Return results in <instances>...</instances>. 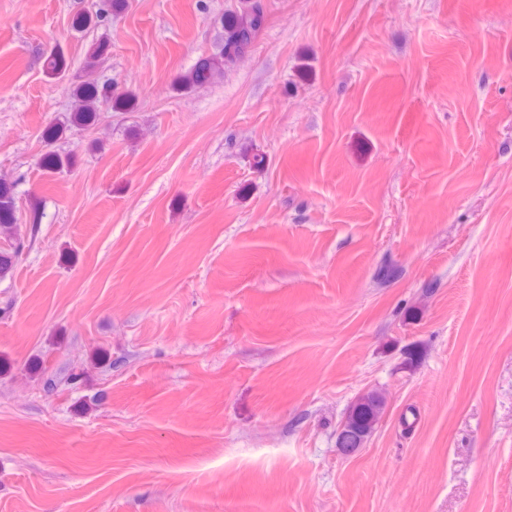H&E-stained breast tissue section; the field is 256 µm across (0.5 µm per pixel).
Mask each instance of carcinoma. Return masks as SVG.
Returning <instances> with one entry per match:
<instances>
[{"mask_svg": "<svg viewBox=\"0 0 512 512\" xmlns=\"http://www.w3.org/2000/svg\"><path fill=\"white\" fill-rule=\"evenodd\" d=\"M267 16L261 0H244L241 9L224 16V35L216 51L200 66L186 75L179 89L188 90L224 70V66L245 56L264 30ZM75 110L68 117L71 126L85 127L94 124L102 103L112 102L104 87L95 82L79 83L75 90ZM15 198L10 186L0 184V226L14 223ZM384 406V397L378 392L362 395L351 407L341 433L336 436V446L345 455L355 453L363 446L375 429Z\"/></svg>", "mask_w": 512, "mask_h": 512, "instance_id": "cac0c4a2", "label": "carcinoma"}]
</instances>
